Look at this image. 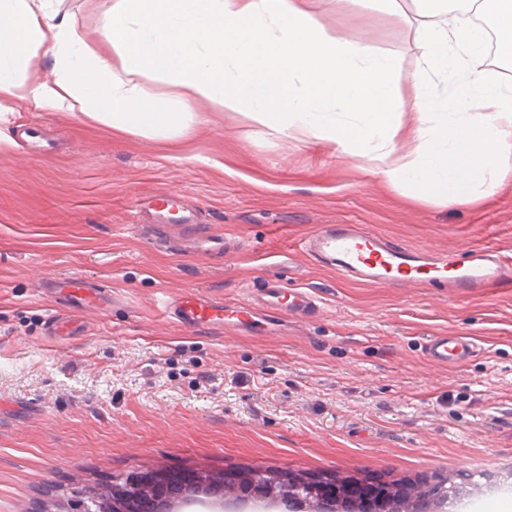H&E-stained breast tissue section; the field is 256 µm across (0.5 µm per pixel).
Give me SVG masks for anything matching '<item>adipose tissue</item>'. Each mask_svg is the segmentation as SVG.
Returning <instances> with one entry per match:
<instances>
[{"label":"adipose tissue","mask_w":512,"mask_h":512,"mask_svg":"<svg viewBox=\"0 0 512 512\" xmlns=\"http://www.w3.org/2000/svg\"><path fill=\"white\" fill-rule=\"evenodd\" d=\"M56 2L0 0V100L169 141L208 99L442 203L474 201L478 187L494 196L512 157V85L485 70L482 29L447 0H423L410 21L423 65L406 84L397 57L328 36L314 0H117L94 42ZM42 47L50 81L34 74ZM148 71L182 88L184 113L159 110L139 83ZM455 73V94L439 96L435 76Z\"/></svg>","instance_id":"adipose-tissue-1"}]
</instances>
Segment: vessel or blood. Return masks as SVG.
I'll return each instance as SVG.
<instances>
[{"mask_svg": "<svg viewBox=\"0 0 512 512\" xmlns=\"http://www.w3.org/2000/svg\"><path fill=\"white\" fill-rule=\"evenodd\" d=\"M180 211L183 223L191 224L195 212L186 211L181 198L155 194L147 200H134L131 214L134 223L151 221L153 227H165L172 211ZM224 237L200 234L182 240L179 254L186 256L210 254L225 250ZM302 249L326 266L356 278L365 284L412 285L418 288H445L453 292L482 293L504 280H512V261L499 253L470 249L451 257H438L423 251L399 248L387 238L369 231L361 224H323L301 244ZM49 288L69 306L85 311L102 310L116 303L117 295H104L82 277L51 278ZM316 303L303 288L285 290L270 285L233 308H225L198 291H185L167 301L168 316L184 329L223 325L224 322L246 325L250 333L267 331L268 313L303 316L314 311ZM474 340L454 336H431L425 342L426 359L438 366L453 368L475 353Z\"/></svg>", "mask_w": 512, "mask_h": 512, "instance_id": "1", "label": "vessel or blood"}]
</instances>
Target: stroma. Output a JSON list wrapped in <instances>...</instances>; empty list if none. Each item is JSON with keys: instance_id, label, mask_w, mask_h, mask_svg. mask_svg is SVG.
<instances>
[{"instance_id": "35a3bbf8", "label": "stroma", "mask_w": 512, "mask_h": 512, "mask_svg": "<svg viewBox=\"0 0 512 512\" xmlns=\"http://www.w3.org/2000/svg\"><path fill=\"white\" fill-rule=\"evenodd\" d=\"M116 0H61L96 40ZM400 11L331 0L332 35L421 62ZM0 132V512H81L73 492L168 471L283 468L368 481L453 476L452 512L512 498V281L482 294L359 284L299 245L321 224H364L396 244L512 254V169L490 198L439 203L372 176L365 158L282 137L202 100L186 137L155 141L24 103ZM166 192L227 236L221 255L154 249L133 197ZM82 276L124 303L87 315V335L46 334L40 285ZM269 280L308 289L319 311L264 336L184 330L165 300L194 289L228 304ZM469 336L481 352L444 368L426 337Z\"/></svg>"}]
</instances>
